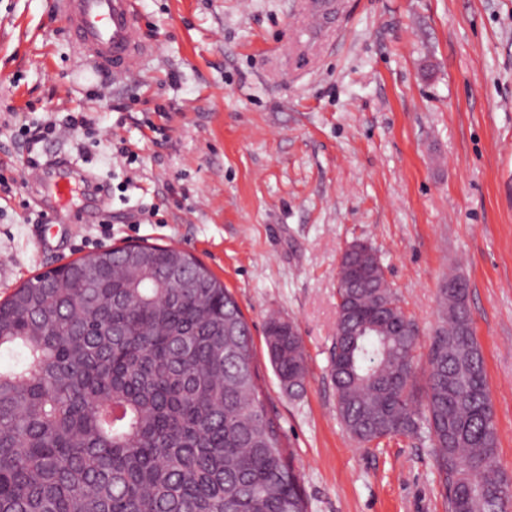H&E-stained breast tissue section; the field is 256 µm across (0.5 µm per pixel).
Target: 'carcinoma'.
Masks as SVG:
<instances>
[{
	"label": "carcinoma",
	"instance_id": "obj_1",
	"mask_svg": "<svg viewBox=\"0 0 512 512\" xmlns=\"http://www.w3.org/2000/svg\"><path fill=\"white\" fill-rule=\"evenodd\" d=\"M331 355L337 413L359 445L426 428L455 512H508L498 436L466 282L443 317L415 406L417 336L364 248L338 271ZM265 342L290 397L307 363L297 325ZM0 512H308L257 384L234 296L192 255L142 244L34 275L0 302Z\"/></svg>",
	"mask_w": 512,
	"mask_h": 512
}]
</instances>
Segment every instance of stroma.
<instances>
[{"label": "stroma", "instance_id": "stroma-1", "mask_svg": "<svg viewBox=\"0 0 512 512\" xmlns=\"http://www.w3.org/2000/svg\"><path fill=\"white\" fill-rule=\"evenodd\" d=\"M137 0L155 50L135 78L92 73L56 0H0V299L56 265L130 242L177 244L233 294L267 413L308 512H448L426 431L357 445L336 411L337 272L372 246L418 334L414 390L449 274L486 365L512 477V0ZM87 116L28 149L21 124ZM136 162L118 154L119 145ZM66 155L65 208L25 181ZM304 339L303 393L269 363V314ZM333 0H303L301 4V23L315 30L320 23L326 24L333 17Z\"/></svg>", "mask_w": 512, "mask_h": 512}]
</instances>
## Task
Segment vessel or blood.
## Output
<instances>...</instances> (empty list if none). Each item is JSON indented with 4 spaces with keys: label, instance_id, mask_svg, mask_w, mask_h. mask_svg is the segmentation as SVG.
Masks as SVG:
<instances>
[{
    "label": "vessel or blood",
    "instance_id": "vessel-or-blood-1",
    "mask_svg": "<svg viewBox=\"0 0 512 512\" xmlns=\"http://www.w3.org/2000/svg\"><path fill=\"white\" fill-rule=\"evenodd\" d=\"M58 10L79 54L112 79L137 74L143 59L153 51L141 37L135 0H58ZM332 17V0H302L301 23L305 27L317 28ZM46 173V168L36 167L27 179L39 183L47 180ZM50 183L57 198L69 195L70 177L59 176Z\"/></svg>",
    "mask_w": 512,
    "mask_h": 512
}]
</instances>
